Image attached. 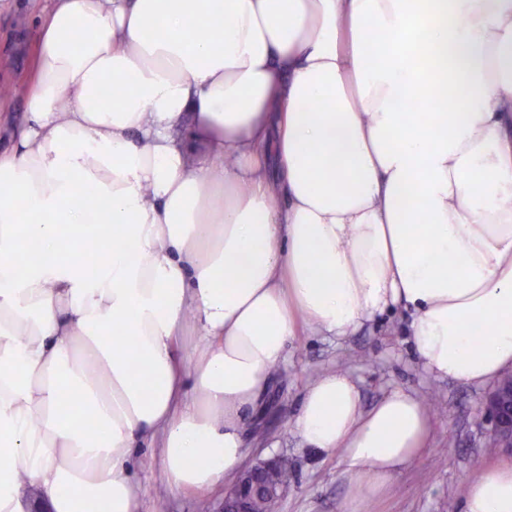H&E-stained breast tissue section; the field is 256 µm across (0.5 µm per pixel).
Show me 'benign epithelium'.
<instances>
[{"label":"benign epithelium","mask_w":512,"mask_h":512,"mask_svg":"<svg viewBox=\"0 0 512 512\" xmlns=\"http://www.w3.org/2000/svg\"><path fill=\"white\" fill-rule=\"evenodd\" d=\"M484 407L491 421V447L512 450V374L486 394ZM280 461L281 456L274 455L243 467L233 483L224 487L221 512H268L281 501L289 483L278 477Z\"/></svg>","instance_id":"7a95c632"}]
</instances>
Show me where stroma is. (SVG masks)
<instances>
[{"mask_svg":"<svg viewBox=\"0 0 512 512\" xmlns=\"http://www.w3.org/2000/svg\"><path fill=\"white\" fill-rule=\"evenodd\" d=\"M43 15L44 0H20L16 10L0 13V86L12 89L6 110L16 122L26 110L23 91L33 75L34 30ZM409 321L403 311L368 322L344 339L304 327L290 339L287 357L270 375L258 404L244 412L247 460L284 454L295 465V478L276 512H341L352 491L335 457L306 448L290 425L306 387L331 369L350 373L367 406L396 389L434 399L428 448L395 475L373 512H460L464 485L482 467L512 464V451L490 447L491 425L483 409L487 387L432 377L408 342ZM134 467L140 485L137 512H216L223 498L219 485L208 491L168 490L160 459L150 449L136 450Z\"/></svg>","mask_w":512,"mask_h":512,"instance_id":"35a3bbf8","label":"stroma"}]
</instances>
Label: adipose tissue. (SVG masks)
<instances>
[{
  "instance_id": "adipose-tissue-1",
  "label": "adipose tissue",
  "mask_w": 512,
  "mask_h": 512,
  "mask_svg": "<svg viewBox=\"0 0 512 512\" xmlns=\"http://www.w3.org/2000/svg\"><path fill=\"white\" fill-rule=\"evenodd\" d=\"M26 99L0 117V512H136L156 441L170 489L223 482L301 322L403 308L436 377L512 368V0H49ZM292 426L345 512L432 431L342 370ZM462 512H512V466Z\"/></svg>"
}]
</instances>
